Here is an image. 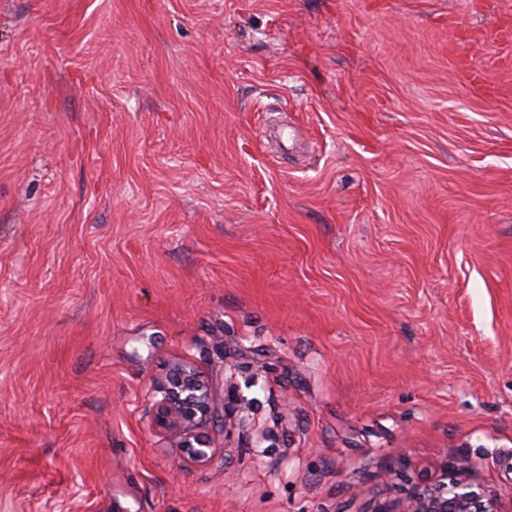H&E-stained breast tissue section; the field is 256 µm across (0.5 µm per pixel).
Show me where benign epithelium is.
I'll list each match as a JSON object with an SVG mask.
<instances>
[{"label":"benign epithelium","instance_id":"1","mask_svg":"<svg viewBox=\"0 0 512 512\" xmlns=\"http://www.w3.org/2000/svg\"><path fill=\"white\" fill-rule=\"evenodd\" d=\"M160 395L154 403L158 424L176 432L186 460L194 465L208 463L215 453L212 442L198 429L205 423L215 400L204 372L186 358L174 360L165 378L154 387ZM378 512H505L496 496L480 486L448 478L443 466L441 479L434 486L414 487L395 504Z\"/></svg>","mask_w":512,"mask_h":512}]
</instances>
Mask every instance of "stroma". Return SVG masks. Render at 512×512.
Here are the masks:
<instances>
[{"label":"stroma","mask_w":512,"mask_h":512,"mask_svg":"<svg viewBox=\"0 0 512 512\" xmlns=\"http://www.w3.org/2000/svg\"><path fill=\"white\" fill-rule=\"evenodd\" d=\"M184 355L204 466L152 421ZM446 464L512 504V0H0V512Z\"/></svg>","instance_id":"35a3bbf8"}]
</instances>
